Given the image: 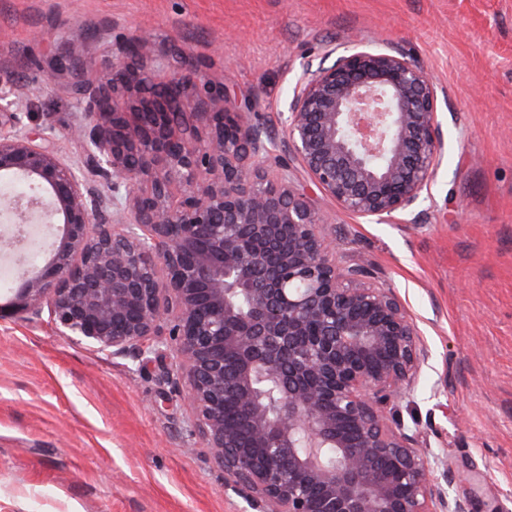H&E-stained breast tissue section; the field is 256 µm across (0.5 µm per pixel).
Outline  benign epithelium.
I'll use <instances>...</instances> for the list:
<instances>
[{"mask_svg":"<svg viewBox=\"0 0 512 512\" xmlns=\"http://www.w3.org/2000/svg\"><path fill=\"white\" fill-rule=\"evenodd\" d=\"M65 71L90 99L70 130L82 165L0 107V180L36 190L0 214L61 225L0 318L46 309L59 333L139 362L147 341L166 347L194 430L251 512H469L442 485L448 458L386 416L428 357L416 321L337 261L310 198L264 164L280 145L345 211L410 209L442 145L427 73L396 49L310 63L276 142L190 52L145 32L45 83Z\"/></svg>","mask_w":512,"mask_h":512,"instance_id":"obj_1","label":"benign epithelium"}]
</instances>
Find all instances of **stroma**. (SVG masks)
Masks as SVG:
<instances>
[{
	"mask_svg": "<svg viewBox=\"0 0 512 512\" xmlns=\"http://www.w3.org/2000/svg\"><path fill=\"white\" fill-rule=\"evenodd\" d=\"M145 31L192 52L280 136L305 67L357 42L405 52L437 88L438 167L410 210L336 207L286 174L339 242L402 300L429 351L396 411L447 455L471 512H512V0H0V104L50 128L65 161L88 102L45 86L54 59L119 54ZM169 359L115 358L48 314L0 320V512H244L192 432Z\"/></svg>",
	"mask_w": 512,
	"mask_h": 512,
	"instance_id": "1",
	"label": "stroma"
}]
</instances>
